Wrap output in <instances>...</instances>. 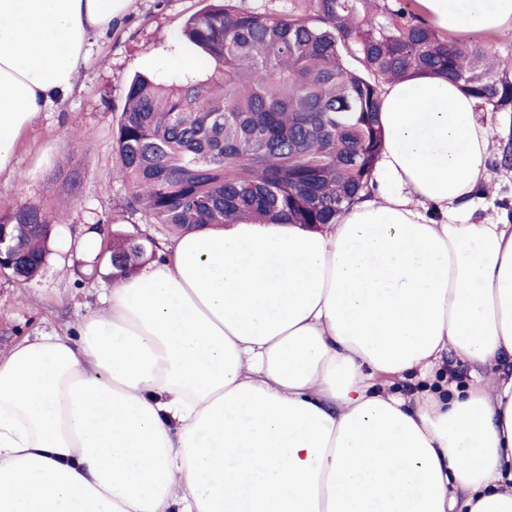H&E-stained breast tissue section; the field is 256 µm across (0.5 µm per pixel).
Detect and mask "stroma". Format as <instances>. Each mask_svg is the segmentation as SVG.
<instances>
[{
    "mask_svg": "<svg viewBox=\"0 0 512 512\" xmlns=\"http://www.w3.org/2000/svg\"><path fill=\"white\" fill-rule=\"evenodd\" d=\"M204 5L205 0H133L111 29L92 36L90 60L74 92L49 106L18 138V176L0 179V214L41 204L57 235L38 278L20 282L0 272V357L41 333L69 331L81 316L99 308L112 279L106 262L91 268L77 261L84 236H92L97 255L117 230L153 237L162 246L170 243L158 225L125 211L112 130L135 74L178 70L191 60V53L178 51V40L186 19ZM477 118L490 124L496 149L488 159L485 203L471 217L476 224L512 211V168L500 166L498 151L512 135V119L489 112ZM92 224L99 225V232L89 233Z\"/></svg>",
    "mask_w": 512,
    "mask_h": 512,
    "instance_id": "obj_1",
    "label": "stroma"
}]
</instances>
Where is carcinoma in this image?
<instances>
[{"instance_id": "cac0c4a2", "label": "carcinoma", "mask_w": 512, "mask_h": 512, "mask_svg": "<svg viewBox=\"0 0 512 512\" xmlns=\"http://www.w3.org/2000/svg\"><path fill=\"white\" fill-rule=\"evenodd\" d=\"M416 0H280L262 11L208 4L183 36L201 68L136 75L112 134L126 207L176 237L228 223L332 224L370 195L384 132L382 86L446 78L482 112H512V55L442 34ZM7 271L41 275L55 231L35 203L0 217ZM157 242L117 231L112 277L156 257Z\"/></svg>"}]
</instances>
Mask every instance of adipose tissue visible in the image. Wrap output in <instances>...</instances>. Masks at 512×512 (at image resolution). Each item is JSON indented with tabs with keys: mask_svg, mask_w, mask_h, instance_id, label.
Instances as JSON below:
<instances>
[{
	"mask_svg": "<svg viewBox=\"0 0 512 512\" xmlns=\"http://www.w3.org/2000/svg\"><path fill=\"white\" fill-rule=\"evenodd\" d=\"M419 2L512 29V0ZM131 3L0 0V178ZM380 120L377 191L335 223L174 237L0 358V512H512V222L471 221L489 128L432 75L384 84Z\"/></svg>",
	"mask_w": 512,
	"mask_h": 512,
	"instance_id": "1",
	"label": "adipose tissue"
}]
</instances>
